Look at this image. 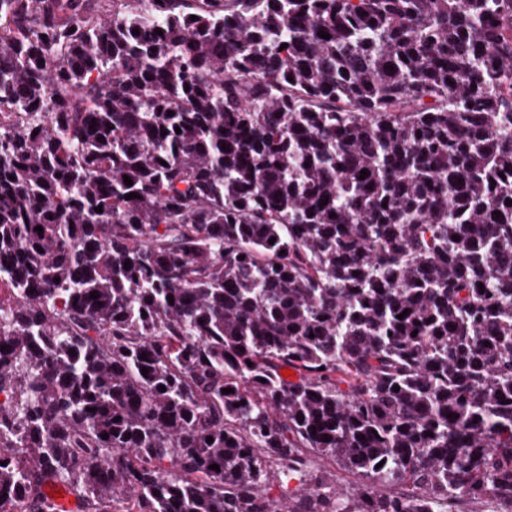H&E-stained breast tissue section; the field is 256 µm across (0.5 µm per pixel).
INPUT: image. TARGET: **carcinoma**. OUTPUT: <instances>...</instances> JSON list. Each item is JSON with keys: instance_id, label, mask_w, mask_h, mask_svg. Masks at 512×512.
<instances>
[{"instance_id": "1", "label": "carcinoma", "mask_w": 512, "mask_h": 512, "mask_svg": "<svg viewBox=\"0 0 512 512\" xmlns=\"http://www.w3.org/2000/svg\"><path fill=\"white\" fill-rule=\"evenodd\" d=\"M511 200L512 0H0V512L512 506ZM312 468H326L336 475V486L344 491L355 490L364 481L361 476L344 470L337 463L326 457L310 456Z\"/></svg>"}]
</instances>
